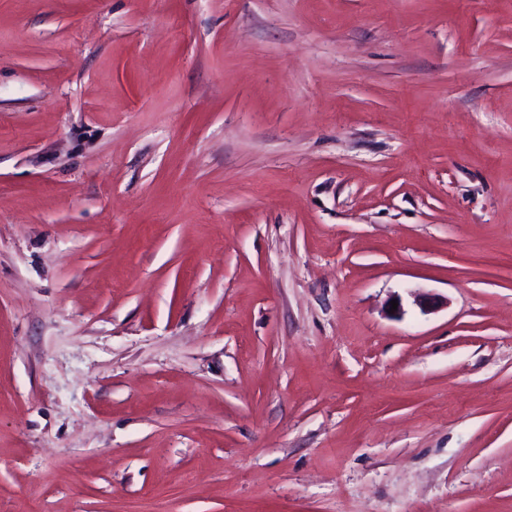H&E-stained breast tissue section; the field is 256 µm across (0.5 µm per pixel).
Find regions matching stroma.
<instances>
[{
    "label": "stroma",
    "mask_w": 512,
    "mask_h": 512,
    "mask_svg": "<svg viewBox=\"0 0 512 512\" xmlns=\"http://www.w3.org/2000/svg\"><path fill=\"white\" fill-rule=\"evenodd\" d=\"M0 512H512V0H0Z\"/></svg>",
    "instance_id": "1"
}]
</instances>
